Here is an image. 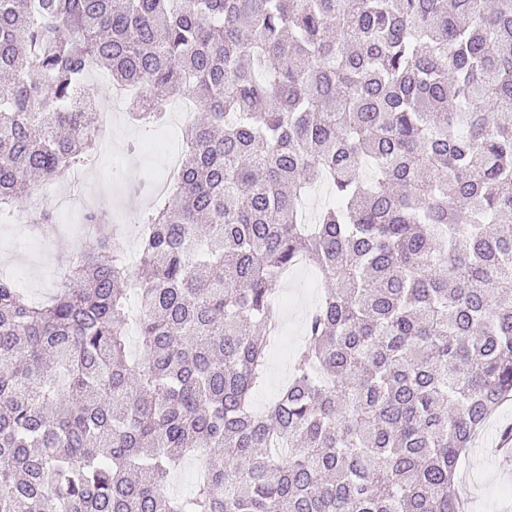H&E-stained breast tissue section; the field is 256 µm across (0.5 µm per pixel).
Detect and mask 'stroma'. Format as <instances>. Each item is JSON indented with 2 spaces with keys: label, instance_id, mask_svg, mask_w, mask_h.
I'll return each instance as SVG.
<instances>
[{
  "label": "stroma",
  "instance_id": "stroma-1",
  "mask_svg": "<svg viewBox=\"0 0 512 512\" xmlns=\"http://www.w3.org/2000/svg\"><path fill=\"white\" fill-rule=\"evenodd\" d=\"M102 124L105 141L95 177L99 188L93 195L91 207L111 216L115 223L130 225L145 205L144 198L134 196L132 183L147 178L165 182L169 175L165 156L182 152L184 140L179 137L164 142L160 149L134 156L126 154L125 147L132 138L144 135V128L134 125L123 110L104 115ZM56 201L52 193L33 196L31 210L20 213L16 223L0 224V276H16L18 266H26L31 280L24 283L23 288L37 300L47 299L54 293L72 257L61 224L34 222V209H55ZM23 228L35 230L38 236L47 239L49 250L42 256L20 261L14 239ZM327 286V281L308 263L291 268L288 281L280 285L286 341L269 353L264 376L252 395L255 410L264 409L282 389L285 372L293 364L294 348L303 339V314ZM509 428H512V400L505 402L476 434L467 458L457 471L455 487L466 503V512H512V456L495 451L502 442L504 430Z\"/></svg>",
  "mask_w": 512,
  "mask_h": 512
}]
</instances>
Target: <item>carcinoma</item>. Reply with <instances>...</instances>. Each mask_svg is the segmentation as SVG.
<instances>
[{"mask_svg": "<svg viewBox=\"0 0 512 512\" xmlns=\"http://www.w3.org/2000/svg\"><path fill=\"white\" fill-rule=\"evenodd\" d=\"M91 64L199 112L134 263L89 210L52 298L0 276V512H461L512 397V0H0V209L99 151ZM303 258L334 287L256 413ZM198 465H201V461L197 456L184 459L179 469L172 476L167 491L179 493L177 495L189 493L195 485L192 477V469Z\"/></svg>", "mask_w": 512, "mask_h": 512, "instance_id": "1", "label": "carcinoma"}]
</instances>
